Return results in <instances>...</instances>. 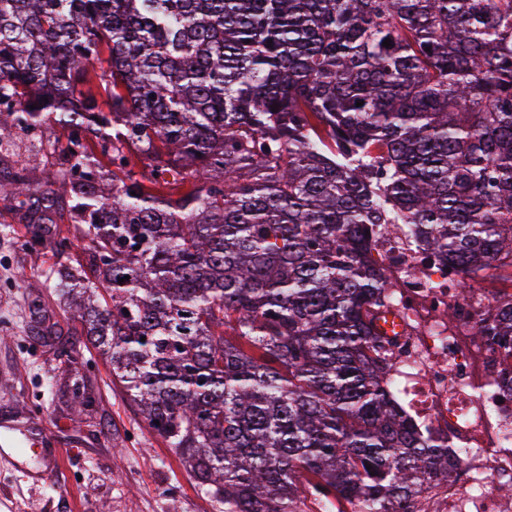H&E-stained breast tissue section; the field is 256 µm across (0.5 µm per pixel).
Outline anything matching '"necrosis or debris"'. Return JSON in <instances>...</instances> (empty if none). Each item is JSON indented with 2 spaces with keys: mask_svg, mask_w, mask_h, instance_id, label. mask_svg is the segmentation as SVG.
<instances>
[{
  "mask_svg": "<svg viewBox=\"0 0 512 512\" xmlns=\"http://www.w3.org/2000/svg\"><path fill=\"white\" fill-rule=\"evenodd\" d=\"M373 257L400 282L401 403L425 433L449 436L460 450V475L430 493L431 512H512V497L500 490L512 480V398L496 384L490 344L475 339L473 329L476 311L497 291L479 285L457 297L447 268L424 261L398 238ZM451 306L452 324L445 317Z\"/></svg>",
  "mask_w": 512,
  "mask_h": 512,
  "instance_id": "1",
  "label": "necrosis or debris"
}]
</instances>
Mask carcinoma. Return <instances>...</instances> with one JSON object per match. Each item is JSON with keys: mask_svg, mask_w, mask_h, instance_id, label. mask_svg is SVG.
<instances>
[{"mask_svg": "<svg viewBox=\"0 0 512 512\" xmlns=\"http://www.w3.org/2000/svg\"><path fill=\"white\" fill-rule=\"evenodd\" d=\"M49 126L0 203L30 248L68 213L48 279L200 489L427 512L456 445L393 400L370 252L404 224L461 297L512 268V0H0V150ZM475 330L511 385L512 299Z\"/></svg>", "mask_w": 512, "mask_h": 512, "instance_id": "cac0c4a2", "label": "carcinoma"}]
</instances>
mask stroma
<instances>
[{"label": "stroma", "instance_id": "1", "mask_svg": "<svg viewBox=\"0 0 512 512\" xmlns=\"http://www.w3.org/2000/svg\"><path fill=\"white\" fill-rule=\"evenodd\" d=\"M0 406L40 417L61 449L58 469L41 484L19 482L0 465V512H219L192 472L132 413L112 383L108 362L51 288H22L20 274L44 276L53 241L24 247L28 228L0 208ZM79 352L68 363L61 346ZM82 378L94 404L76 412L72 381Z\"/></svg>", "mask_w": 512, "mask_h": 512}]
</instances>
